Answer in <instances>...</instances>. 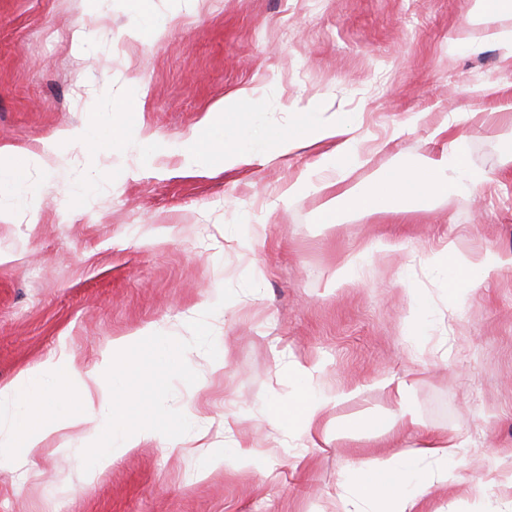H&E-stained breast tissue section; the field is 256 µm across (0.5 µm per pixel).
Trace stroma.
Instances as JSON below:
<instances>
[{"instance_id":"stroma-1","label":"stroma","mask_w":512,"mask_h":512,"mask_svg":"<svg viewBox=\"0 0 512 512\" xmlns=\"http://www.w3.org/2000/svg\"><path fill=\"white\" fill-rule=\"evenodd\" d=\"M167 26L134 41L126 0H0V144L39 154L56 133L126 123L169 151L106 170L71 206L87 177L70 148L57 171L32 165L33 205L0 218V386L67 353L80 371L100 365L113 340L139 332L181 336L185 353L157 406L194 421L179 450L141 443L96 477L79 468L82 429L48 438L36 469L0 462V512H342L340 481L384 455L383 440L348 434L356 414L391 410L384 384L402 381L427 425L419 444L459 429L476 466L512 475V269L449 301L434 255L448 242L512 253V67L487 47L449 55L447 39L475 0H143ZM100 32L78 47L75 30ZM140 98L116 113L132 81ZM495 83L491 96L473 86ZM257 88L256 111L288 125L284 102L358 112L364 158L346 183L367 185L390 164L447 149L453 139L486 175L471 195L438 205L320 223L321 200L288 202V183L311 172L323 145L265 163L186 169L181 143L225 96ZM474 117L453 121L456 112ZM401 242L375 251L377 240ZM368 251L356 284L330 279ZM432 322L425 346L410 334L412 297ZM223 351L224 366L210 357ZM314 369L317 393L357 391L329 405L330 442L271 421L287 400L295 363ZM213 448L250 449L252 463L198 477L187 454L197 435ZM417 512H512V490L468 482L443 490L441 466Z\"/></svg>"}]
</instances>
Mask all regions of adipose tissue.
<instances>
[{"instance_id": "adipose-tissue-1", "label": "adipose tissue", "mask_w": 512, "mask_h": 512, "mask_svg": "<svg viewBox=\"0 0 512 512\" xmlns=\"http://www.w3.org/2000/svg\"><path fill=\"white\" fill-rule=\"evenodd\" d=\"M484 26L475 30L473 19L458 24L448 38L454 53L474 52L491 44L501 60L512 63V0H479ZM252 92L244 89L224 99L218 118L205 119L199 130L183 142L180 155L185 168L223 169L227 165L266 162L293 149L332 141L330 151L320 154L317 170L328 176L315 180L298 178L284 192V199L320 195V221L345 223L349 213L376 214L386 211L393 200L415 199L431 202L448 193L471 194L486 177L472 166L459 143L436 157H425L412 165H393L378 170L364 189L345 186L350 171L362 158L356 149L361 126L358 113L338 112L331 117L311 111L300 100L289 101L287 110L294 119L288 127L269 122L263 113L252 111ZM82 147L89 170H98L104 155L144 156L164 153L165 147L151 136L132 134L126 125H86L47 141L46 157L62 163L66 150ZM31 202L27 183V159L10 144L0 145V205L28 207ZM437 266L448 286L449 300L460 301L487 279L512 268V255L493 251L475 253L449 243ZM130 345L143 350L138 367L121 358L122 345L100 368L78 371L67 356L48 361L45 367L21 372L8 385L0 387V405L11 412L6 420V437L0 440V458H17L23 465L36 467L42 443L65 429L91 424L85 437L86 453L81 466L95 474L141 442L154 441L167 449L176 448L177 437L191 415L171 416L156 410L163 391L161 381L140 380L142 372L174 365L184 345L175 336L142 334L130 338ZM294 394L288 400L289 422L303 425L304 435L315 433L321 424L328 398L316 393L313 373L303 364L293 367ZM433 458L444 463L441 483L452 486L461 479L482 485L486 474L474 469L460 433L432 448H403L355 465L344 475L341 486L348 504L358 512H415L427 494L428 482L417 472L421 461Z\"/></svg>"}]
</instances>
